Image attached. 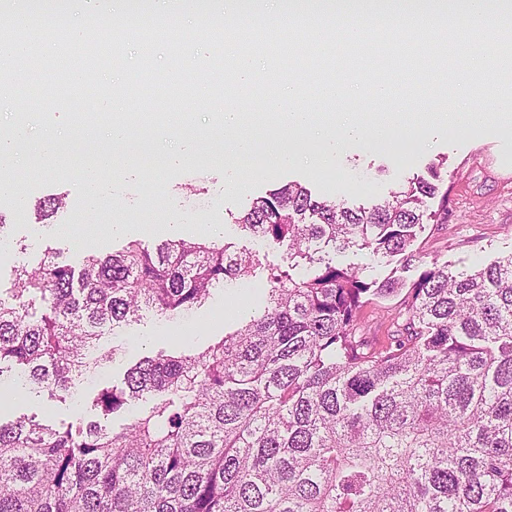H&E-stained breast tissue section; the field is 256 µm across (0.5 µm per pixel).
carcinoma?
<instances>
[{"label":"carcinoma","instance_id":"obj_1","mask_svg":"<svg viewBox=\"0 0 512 512\" xmlns=\"http://www.w3.org/2000/svg\"><path fill=\"white\" fill-rule=\"evenodd\" d=\"M445 163L371 207L298 182L254 199L234 223L285 263L221 239H131L78 270L52 248L15 269L0 386L50 400L97 366L105 325L178 316L259 273L267 294L203 351L144 357L98 390L106 419L156 396L119 431L0 419V512H512V253L454 272L435 258L407 289L327 260H416L417 230L448 222ZM401 293L402 328L378 347L360 335L362 309Z\"/></svg>","mask_w":512,"mask_h":512}]
</instances>
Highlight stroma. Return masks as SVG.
Listing matches in <instances>:
<instances>
[{
	"label": "stroma",
	"instance_id": "obj_1",
	"mask_svg": "<svg viewBox=\"0 0 512 512\" xmlns=\"http://www.w3.org/2000/svg\"><path fill=\"white\" fill-rule=\"evenodd\" d=\"M62 110H53L47 123L27 114L28 146L16 164L0 171V213L9 231L0 246L13 258L0 260V290L12 286L15 265L35 266L46 247L64 249L72 265H80L86 251L112 252L130 239L155 247L160 240L198 239L206 227H223L225 242L281 261L284 252L270 248L233 224L234 216L249 208L252 200L291 181L311 189L314 196L333 197L347 205L370 206L383 201L409 178L427 173L428 166L446 159L448 173V221L426 225L414 243L419 261L380 258L363 251L337 255V263L358 269L365 278L390 275L410 283L432 258L463 268L486 265L512 253V123L500 119L461 133L435 124L424 115L415 127H407L378 143L351 142L335 160L318 164L326 145L316 135L288 137L282 146L295 157L293 164H271L265 144H257L249 159L226 155L213 136L211 113L197 115L192 132L168 136L158 123L133 129L131 149L136 166L102 179V202L86 223L73 224V208L88 193L82 175L90 150L111 149V141L91 140L76 122L64 121ZM52 139L54 161L46 163L42 144ZM62 197L66 207L38 216L35 206ZM23 209H16V202ZM267 284L256 276L217 290L200 307L170 318L149 311L139 320L104 334L101 351L120 344L115 360L101 363L76 381L72 399L49 401L25 393L11 404L10 416L37 415L48 422L97 420L91 401L97 390L121 384L124 372L142 357L158 352L196 354L214 339L231 332L251 312L259 309ZM400 298L375 300L361 314V330L375 344L387 343L393 333Z\"/></svg>",
	"mask_w": 512,
	"mask_h": 512
}]
</instances>
